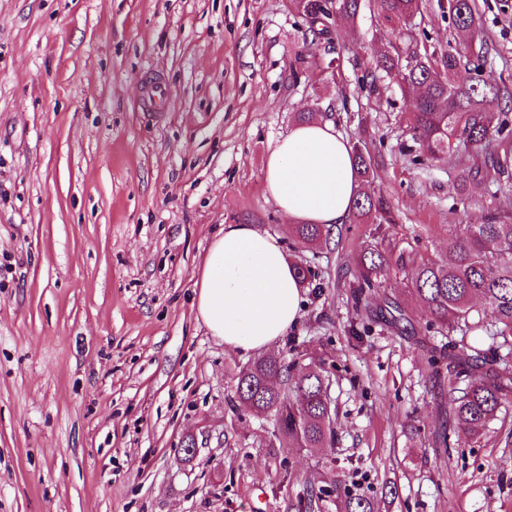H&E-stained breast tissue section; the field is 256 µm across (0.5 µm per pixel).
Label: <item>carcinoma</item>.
<instances>
[{"mask_svg":"<svg viewBox=\"0 0 512 512\" xmlns=\"http://www.w3.org/2000/svg\"><path fill=\"white\" fill-rule=\"evenodd\" d=\"M296 10L307 24L305 35L316 41L330 34L327 14L338 4L341 16L355 19L361 0H294ZM386 19H406L421 7V0H378ZM459 42L470 47L462 55L448 51L440 60L413 56L401 64V53L394 44L383 51L377 68L403 92L414 95L408 131L419 160L430 161L448 152L456 143L475 149L486 145L497 133L507 141L512 128L505 121L493 126L490 104L507 95V89L480 78L463 80L461 71H477L486 62V41L477 25L475 0H448ZM438 69L443 78L436 79ZM357 177L362 183L371 179V164L365 147L352 146ZM489 167L498 174L512 168V152L489 155ZM375 216L379 223L394 221L390 204L382 195L364 192L354 206V217L364 221ZM292 240L301 248H312L327 237L330 229L320 224H293ZM456 242L448 256L427 259L413 267L409 292L424 306L434 322L449 328H470L468 319L472 300L479 298L498 316L500 336L512 334V222L492 220L483 224H453ZM404 254H392L377 245L368 246L357 259V291L382 286L391 272L406 268ZM449 406L459 420V431L468 438L484 434L498 413L512 404V377L493 364L470 358L464 350L448 347ZM298 361L282 357H261L238 371L233 378V398L258 416L274 421L275 440L283 445L293 442L300 448H321L332 440L334 411L327 396L326 376L317 370L295 373ZM324 491L306 492L289 504L293 512H313ZM339 512H372L365 497L347 496L337 501Z\"/></svg>","mask_w":512,"mask_h":512,"instance_id":"cac0c4a2","label":"carcinoma"}]
</instances>
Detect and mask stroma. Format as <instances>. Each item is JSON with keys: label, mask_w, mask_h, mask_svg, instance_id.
Masks as SVG:
<instances>
[{"label": "stroma", "mask_w": 512, "mask_h": 512, "mask_svg": "<svg viewBox=\"0 0 512 512\" xmlns=\"http://www.w3.org/2000/svg\"><path fill=\"white\" fill-rule=\"evenodd\" d=\"M476 3L483 77L508 89L512 118V0ZM305 29L292 0H0V512H288L307 488L328 491L320 512H336L335 490L374 512H512V407L443 446L448 374L428 364L450 341L501 345L497 314L475 303L487 334L444 337L426 332L407 272L353 290L369 243L418 262L447 255L450 225L512 218V174L454 187L498 138L413 164L412 97L373 80L387 40L406 59L454 46L448 0L400 22L364 0L326 42ZM154 80L170 99L148 112ZM302 112L366 142L393 223L350 219L317 249L294 245L264 168ZM223 224L279 236L323 282L264 353L321 364L331 447H271V421L233 399L253 357L194 309Z\"/></svg>", "instance_id": "stroma-1"}]
</instances>
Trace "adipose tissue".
Returning <instances> with one entry per match:
<instances>
[{
	"label": "adipose tissue",
	"mask_w": 512,
	"mask_h": 512,
	"mask_svg": "<svg viewBox=\"0 0 512 512\" xmlns=\"http://www.w3.org/2000/svg\"><path fill=\"white\" fill-rule=\"evenodd\" d=\"M351 147L332 122H297L271 148L266 189L292 224L344 223L359 183ZM196 317L240 354L262 349L301 318L304 290L277 236L251 224L224 225L194 282Z\"/></svg>",
	"instance_id": "ef3b65f1"
}]
</instances>
